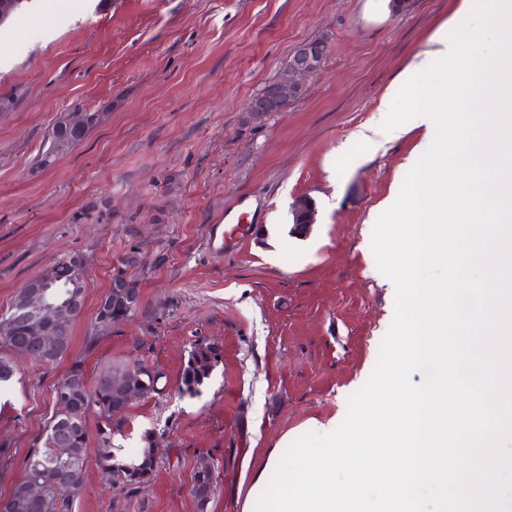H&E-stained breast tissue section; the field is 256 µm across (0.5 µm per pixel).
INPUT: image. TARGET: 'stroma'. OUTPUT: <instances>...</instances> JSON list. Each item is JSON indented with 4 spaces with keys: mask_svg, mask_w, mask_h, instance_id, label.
I'll return each instance as SVG.
<instances>
[{
    "mask_svg": "<svg viewBox=\"0 0 512 512\" xmlns=\"http://www.w3.org/2000/svg\"><path fill=\"white\" fill-rule=\"evenodd\" d=\"M456 0H37L0 26V311L64 254L88 259L84 311L69 354L19 360L0 393V442L15 457L0 498L54 412L74 363L88 376L144 363L154 393L119 412L114 441L138 451L152 433L156 467L132 490L97 467L72 512H241L253 471L283 435L337 412L370 376L395 293L370 273L373 227L399 195L425 130L407 122L345 173L335 161L377 116L386 92ZM326 59L285 112L252 119L253 97L302 43ZM103 121L49 168L38 155L60 113ZM261 218L232 254L207 246L241 197ZM313 222L293 234L296 200ZM142 262L143 311L91 338L95 311L130 249ZM221 357L199 393L180 391L191 345ZM216 468L206 508L191 493Z\"/></svg>",
    "mask_w": 512,
    "mask_h": 512,
    "instance_id": "obj_1",
    "label": "stroma"
}]
</instances>
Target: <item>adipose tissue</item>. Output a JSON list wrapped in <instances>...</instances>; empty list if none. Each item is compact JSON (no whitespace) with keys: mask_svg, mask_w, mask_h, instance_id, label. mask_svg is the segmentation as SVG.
<instances>
[{"mask_svg":"<svg viewBox=\"0 0 512 512\" xmlns=\"http://www.w3.org/2000/svg\"><path fill=\"white\" fill-rule=\"evenodd\" d=\"M479 14L497 30L504 48H511L512 0H459L456 11L430 38L427 49L416 56L410 69L419 73L448 70L465 54L473 64L467 87L470 99L485 100L489 87L494 86L502 100L512 103V78L501 80L498 73L487 68L488 47L482 39L463 35L464 27Z\"/></svg>","mask_w":512,"mask_h":512,"instance_id":"1","label":"adipose tissue"}]
</instances>
